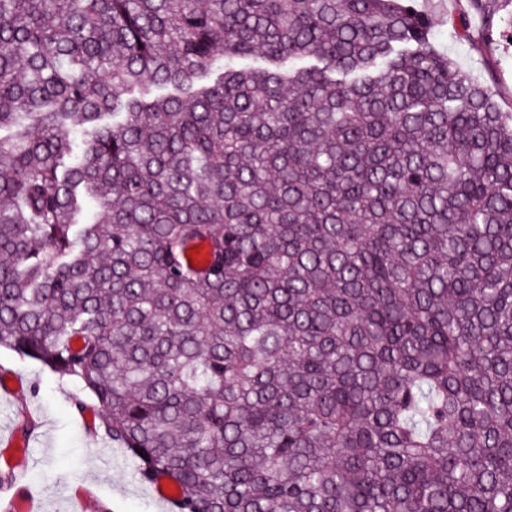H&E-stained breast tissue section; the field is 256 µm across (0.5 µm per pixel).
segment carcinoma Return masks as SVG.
I'll use <instances>...</instances> for the list:
<instances>
[{
  "label": "carcinoma",
  "mask_w": 512,
  "mask_h": 512,
  "mask_svg": "<svg viewBox=\"0 0 512 512\" xmlns=\"http://www.w3.org/2000/svg\"><path fill=\"white\" fill-rule=\"evenodd\" d=\"M3 129L0 349L179 512H512V112L428 14L0 0Z\"/></svg>",
  "instance_id": "cac0c4a2"
}]
</instances>
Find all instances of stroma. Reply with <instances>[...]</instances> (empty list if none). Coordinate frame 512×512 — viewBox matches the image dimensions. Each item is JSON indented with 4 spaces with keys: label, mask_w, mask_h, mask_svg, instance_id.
I'll use <instances>...</instances> for the list:
<instances>
[{
    "label": "stroma",
    "mask_w": 512,
    "mask_h": 512,
    "mask_svg": "<svg viewBox=\"0 0 512 512\" xmlns=\"http://www.w3.org/2000/svg\"><path fill=\"white\" fill-rule=\"evenodd\" d=\"M418 3L432 11L438 43L460 69L512 93V39L492 46L459 39L446 22V0ZM15 376L22 380L16 395L0 398V434L16 442L0 445V463L14 467L10 496L32 501L37 512H167L124 449L94 427L92 413L74 410L76 383L0 350V380Z\"/></svg>",
    "instance_id": "1"
}]
</instances>
